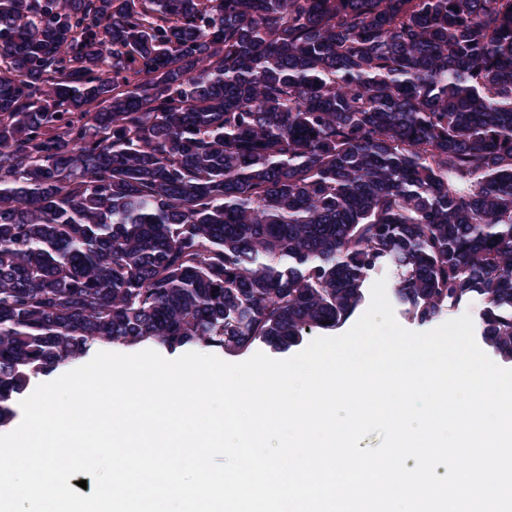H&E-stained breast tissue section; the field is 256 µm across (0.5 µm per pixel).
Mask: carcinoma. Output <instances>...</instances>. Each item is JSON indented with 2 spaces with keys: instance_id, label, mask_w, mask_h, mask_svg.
I'll list each match as a JSON object with an SVG mask.
<instances>
[{
  "instance_id": "cac0c4a2",
  "label": "carcinoma",
  "mask_w": 512,
  "mask_h": 512,
  "mask_svg": "<svg viewBox=\"0 0 512 512\" xmlns=\"http://www.w3.org/2000/svg\"><path fill=\"white\" fill-rule=\"evenodd\" d=\"M385 263L512 361V0H0V424L98 344L335 330Z\"/></svg>"
}]
</instances>
